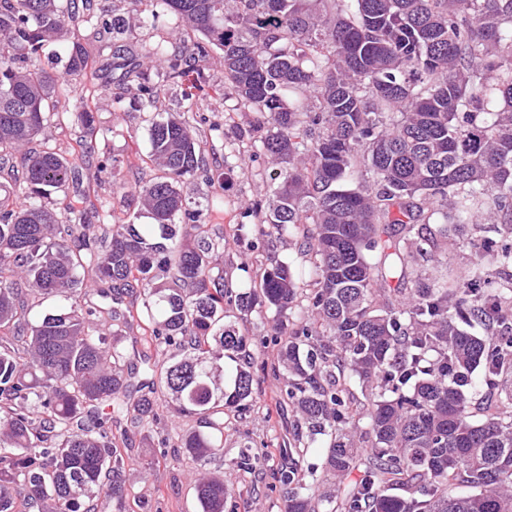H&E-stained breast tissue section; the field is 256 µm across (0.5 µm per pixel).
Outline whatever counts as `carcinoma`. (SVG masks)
<instances>
[{"label": "carcinoma", "mask_w": 512, "mask_h": 512, "mask_svg": "<svg viewBox=\"0 0 512 512\" xmlns=\"http://www.w3.org/2000/svg\"><path fill=\"white\" fill-rule=\"evenodd\" d=\"M191 40L157 46L155 66L112 34L117 80L142 110L217 50L224 86L255 114L249 141L273 165L272 196L239 240L293 238L311 283L275 261L260 282L224 278V225L201 224L189 194L226 172L196 127L154 119L134 184L149 224L116 222L52 194L97 148L64 156L45 139L20 155L24 203L0 185V512H128L126 421L166 448L169 399L199 426L177 447L201 471L200 512H224V414L250 408L258 379L246 326L275 312L268 336L283 363L281 400L296 412L280 449L284 512H512V242L474 244L488 264L466 279L420 268L460 233L500 224L512 239V0H161ZM77 19L59 0H0V160L36 142L65 80L43 47ZM105 236L87 233L91 220ZM59 303L30 313L36 300ZM135 326L132 348L121 331ZM488 395L472 404L473 387ZM367 427L358 430L359 420ZM321 444V463L305 456ZM264 461L250 445L237 470ZM356 478H351V475Z\"/></svg>", "instance_id": "obj_1"}]
</instances>
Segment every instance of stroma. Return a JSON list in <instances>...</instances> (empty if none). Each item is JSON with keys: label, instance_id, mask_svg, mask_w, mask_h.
<instances>
[{"label": "stroma", "instance_id": "stroma-1", "mask_svg": "<svg viewBox=\"0 0 512 512\" xmlns=\"http://www.w3.org/2000/svg\"><path fill=\"white\" fill-rule=\"evenodd\" d=\"M95 11H112L123 15L129 22L125 43L139 57H146L156 45L170 44L179 37L182 28L177 16L161 0H92ZM77 43L90 59L91 73L68 76V46ZM101 41L93 37L84 23H76L64 45L45 49L42 66L51 73L68 78L71 91L56 98L57 111L67 113L63 126H53L49 134L62 152H69L85 128L80 114L91 111L97 128L104 136L98 141L96 162L85 170L80 182L66 186L58 193V202L95 190L98 197L107 199L114 212L126 219L136 217L140 210L134 192V180L139 173L147 172L145 162L149 152V111L130 105L116 106L113 98L117 92L112 82V55L100 48ZM191 78L200 83L196 93L194 112H187L184 88L179 84L165 87L162 111L174 115H187L199 132L207 156L226 158L232 174L223 187L198 182L192 194V207L200 213L205 224L233 225L241 223L252 202L266 191V171L263 158L244 151L225 155V141L239 139L254 122L249 112L237 110L236 102L224 92V66L219 52L196 59ZM94 88L91 104H83L86 88ZM222 197L224 207L215 211L209 202ZM289 262L300 274H307L309 263L300 255L294 241L285 239L278 243L275 253L262 247H250L227 237L224 247V276L232 283L248 285L257 281L263 268L271 260ZM252 338L251 350L259 355L254 371L260 380L250 411L245 417L237 413L225 416L224 458L215 461L214 469L226 475L229 487L228 501L237 512H283L278 491L272 488L267 476L242 475L232 466L244 443L263 451L268 465H277L279 450L291 433L294 414L291 407L280 406V382L271 371L277 363V353L261 346L263 336L270 331L265 318H253L248 326ZM130 453L140 464L146 465L144 478L134 480L132 492L137 502L130 512H195L196 500L191 490L195 463L189 456L174 450H163L141 436L131 439Z\"/></svg>", "mask_w": 512, "mask_h": 512}]
</instances>
